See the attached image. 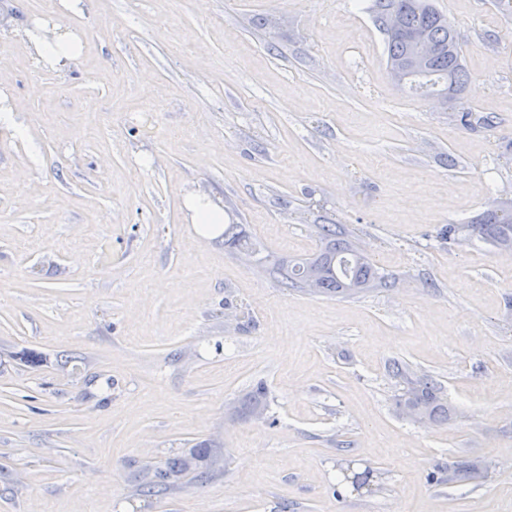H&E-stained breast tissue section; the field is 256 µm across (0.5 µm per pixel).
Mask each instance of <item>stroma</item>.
I'll use <instances>...</instances> for the list:
<instances>
[{
	"mask_svg": "<svg viewBox=\"0 0 512 512\" xmlns=\"http://www.w3.org/2000/svg\"><path fill=\"white\" fill-rule=\"evenodd\" d=\"M371 2L88 0L65 72L0 35V512H512V262L435 238L512 212V9L434 0L470 78L422 99ZM190 193L260 254L199 234ZM317 224L389 286L273 279ZM424 374L448 424L395 404ZM259 380L272 425L234 412ZM203 441L208 476L141 496Z\"/></svg>",
	"mask_w": 512,
	"mask_h": 512,
	"instance_id": "obj_1",
	"label": "stroma"
}]
</instances>
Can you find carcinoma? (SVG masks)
I'll use <instances>...</instances> for the list:
<instances>
[{"mask_svg":"<svg viewBox=\"0 0 512 512\" xmlns=\"http://www.w3.org/2000/svg\"><path fill=\"white\" fill-rule=\"evenodd\" d=\"M378 11L376 22L385 35L387 62H406L412 50V37L424 33L435 48L427 65L416 71L410 88L417 94L429 96L441 87L456 94L468 80L462 63L454 29L448 18L432 4V0H375ZM317 232L323 247L311 258L299 263L277 262L270 274L288 287L306 290L312 278L315 288L309 293L318 296L350 297L368 288L376 287L383 277L375 270L369 258L356 254V246L336 231L334 224H318ZM477 237L496 249H512V213L491 209L473 224H444L437 230V238L451 244L460 237ZM224 245L245 256L258 253L257 243L240 229L238 224L224 225ZM268 387L258 381L240 399L236 413L244 418L253 414L266 415L269 411ZM399 407L409 417L413 411L432 424H446L453 415L452 408L438 395L434 384L423 379L411 383L399 400ZM213 463V449L203 442L187 452L151 469L152 478L145 484L146 493L157 486L170 488L187 476L203 478Z\"/></svg>","mask_w":512,"mask_h":512,"instance_id":"cac0c4a2","label":"carcinoma"}]
</instances>
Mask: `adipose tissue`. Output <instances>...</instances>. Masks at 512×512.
<instances>
[{
  "instance_id": "1",
  "label": "adipose tissue",
  "mask_w": 512,
  "mask_h": 512,
  "mask_svg": "<svg viewBox=\"0 0 512 512\" xmlns=\"http://www.w3.org/2000/svg\"><path fill=\"white\" fill-rule=\"evenodd\" d=\"M15 35L27 45L37 63L54 70L76 65L83 52L81 34L63 29L54 22L36 19L17 29Z\"/></svg>"
}]
</instances>
